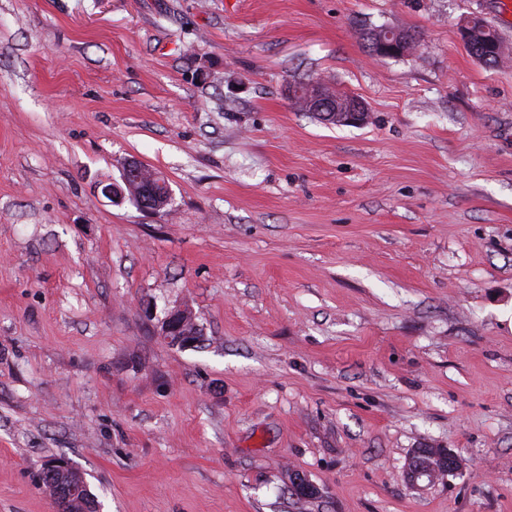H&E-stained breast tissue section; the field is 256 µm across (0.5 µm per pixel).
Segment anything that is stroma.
<instances>
[{
  "instance_id": "1",
  "label": "stroma",
  "mask_w": 512,
  "mask_h": 512,
  "mask_svg": "<svg viewBox=\"0 0 512 512\" xmlns=\"http://www.w3.org/2000/svg\"><path fill=\"white\" fill-rule=\"evenodd\" d=\"M498 2L0 0V512H56L59 456L100 512H512ZM316 80L369 121L301 111ZM130 158L165 214L97 193ZM179 306L198 346L160 334ZM420 448L461 470L412 488ZM473 28L478 34V39L476 43L480 46L477 48V51L482 50L483 52L493 53L495 57L490 60V64L492 65L498 62V57H500L502 50V41L498 31L490 24H488L485 20L474 17ZM485 48L489 50L486 51ZM408 31V30H407ZM410 35L403 29L384 28L377 29L368 38V48L374 55L380 58H396L409 55L408 47L411 38L416 40V36L408 31ZM368 118L369 110L366 103L357 97H352L341 106L336 105L330 119L326 122H337L338 125H361L366 123Z\"/></svg>"
}]
</instances>
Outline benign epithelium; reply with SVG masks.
Listing matches in <instances>:
<instances>
[{
    "mask_svg": "<svg viewBox=\"0 0 512 512\" xmlns=\"http://www.w3.org/2000/svg\"><path fill=\"white\" fill-rule=\"evenodd\" d=\"M410 35L403 29H377L369 34L368 45L374 55L380 58H396L409 55ZM369 110L366 103L353 97L336 107L330 121L339 125H361L368 121ZM101 194L113 204L129 202L142 212L160 215L172 201V190L168 181L150 170L136 159L127 161L120 179L99 184ZM161 336L176 346L193 347L198 342V325L195 314L187 306L172 310L161 322ZM442 475L439 469L422 464L412 473L409 485L420 488L421 484H432ZM80 494L77 484L60 489L53 495L59 512H69L71 501Z\"/></svg>",
    "mask_w": 512,
    "mask_h": 512,
    "instance_id": "benign-epithelium-1",
    "label": "benign epithelium"
}]
</instances>
